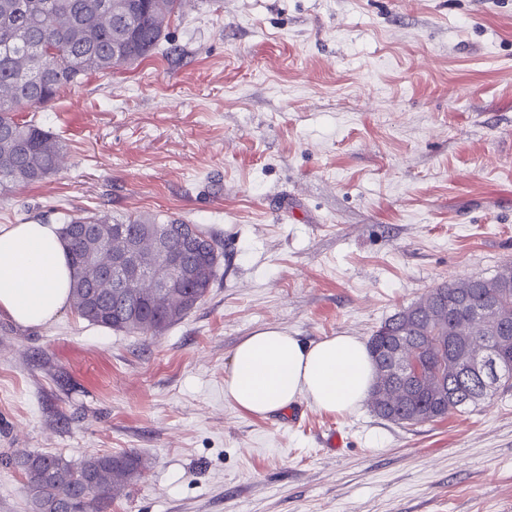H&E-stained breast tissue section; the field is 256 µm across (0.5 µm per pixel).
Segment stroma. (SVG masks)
Listing matches in <instances>:
<instances>
[{
    "mask_svg": "<svg viewBox=\"0 0 512 512\" xmlns=\"http://www.w3.org/2000/svg\"><path fill=\"white\" fill-rule=\"evenodd\" d=\"M25 117L64 159L0 224L180 218L224 260L158 337L0 315V512H30L22 452L137 453L111 512H512V393L406 428L224 398L261 329L365 340L512 264V0H184L156 54Z\"/></svg>",
    "mask_w": 512,
    "mask_h": 512,
    "instance_id": "stroma-1",
    "label": "stroma"
}]
</instances>
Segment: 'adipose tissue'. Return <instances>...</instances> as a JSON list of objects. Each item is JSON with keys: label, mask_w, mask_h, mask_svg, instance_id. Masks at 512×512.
<instances>
[{"label": "adipose tissue", "mask_w": 512, "mask_h": 512, "mask_svg": "<svg viewBox=\"0 0 512 512\" xmlns=\"http://www.w3.org/2000/svg\"><path fill=\"white\" fill-rule=\"evenodd\" d=\"M71 268L53 224L0 225V314L25 327L43 326L69 304ZM375 368L366 345L348 334L303 342L270 328L242 339L224 380L237 410L266 417L297 400L345 414L367 398Z\"/></svg>", "instance_id": "obj_1"}]
</instances>
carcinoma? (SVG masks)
Wrapping results in <instances>:
<instances>
[{"label": "carcinoma", "mask_w": 512, "mask_h": 512, "mask_svg": "<svg viewBox=\"0 0 512 512\" xmlns=\"http://www.w3.org/2000/svg\"><path fill=\"white\" fill-rule=\"evenodd\" d=\"M181 0H0V192L37 183L60 166L59 137L18 113L52 103L59 89L92 74L130 67L165 38L164 22ZM165 237L168 256L196 271L177 288L155 292L135 278L117 288L112 252L152 251ZM60 236L74 269L70 300L87 322L125 335L158 336L214 286L224 245L197 225L152 217L115 221L99 211L69 214ZM416 353L419 373H398V350ZM375 365L371 407L402 427L442 420L512 391V265L494 277H465L428 289L369 336ZM25 478L31 512H109L112 500L145 467L140 457L92 454L9 457Z\"/></svg>", "instance_id": "1"}]
</instances>
